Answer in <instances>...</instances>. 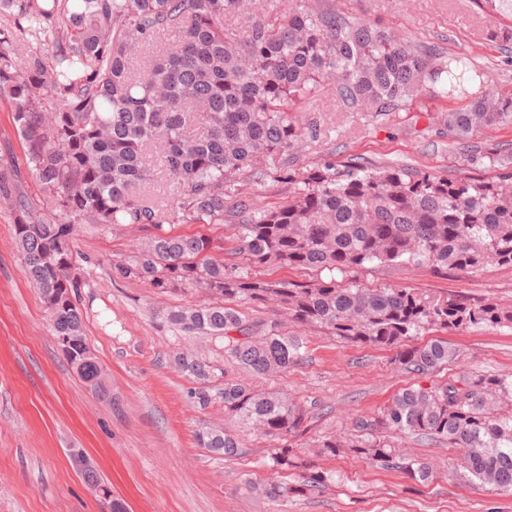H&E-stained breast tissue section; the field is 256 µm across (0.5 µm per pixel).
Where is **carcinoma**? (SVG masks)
<instances>
[{
    "instance_id": "cac0c4a2",
    "label": "carcinoma",
    "mask_w": 512,
    "mask_h": 512,
    "mask_svg": "<svg viewBox=\"0 0 512 512\" xmlns=\"http://www.w3.org/2000/svg\"><path fill=\"white\" fill-rule=\"evenodd\" d=\"M0 0V100L39 184L22 188L19 164L0 157V203L15 214L21 259L52 318L53 335L73 336L66 357L80 379L107 401L95 356H83L81 278L74 240L80 224L104 230L137 226L146 236L112 263V278L139 280L157 294L200 290L202 303L166 311L183 333L215 337L224 354L253 377L283 373L302 359L304 339L277 321L258 323L244 306L271 303L298 326L320 327L347 343L396 350L395 361L433 373L456 351L420 331L511 327L512 306L470 303L410 288H361L336 279L267 281L250 270L277 265L352 274L368 263L473 272L512 266V169L448 178L426 170L343 164L329 158L299 166L312 128L290 115L331 84L343 101L372 112L402 108L426 89L461 100L444 114L448 135L512 123V98L487 86L463 56H444L392 29L350 20L323 0ZM245 17L239 28L229 19ZM173 33L161 55L145 59ZM156 153L173 197L162 206L136 191L154 180ZM288 184V200L265 208L246 182ZM224 224L217 241L175 234L169 224ZM181 369L201 385L199 405L220 402L224 420L276 442L269 467L298 476L293 485L245 480L252 493L278 501L324 488L318 460L348 450L425 486L429 463L402 454L392 436L412 434L462 451L458 475L512 495V375H462L446 384L407 387L379 412L353 422L348 439L321 438L306 453L288 444L313 406L219 379L215 364L180 354ZM198 447L226 460L247 453L229 429L202 430Z\"/></svg>"
}]
</instances>
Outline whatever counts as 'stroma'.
<instances>
[{
  "label": "stroma",
  "mask_w": 512,
  "mask_h": 512,
  "mask_svg": "<svg viewBox=\"0 0 512 512\" xmlns=\"http://www.w3.org/2000/svg\"><path fill=\"white\" fill-rule=\"evenodd\" d=\"M346 16L393 27L446 55L467 56L488 74L494 90L512 95V41L499 39L512 24V0L497 9L484 0H333ZM453 100L424 92L406 108L385 114L344 104L327 88L295 117L316 125L300 158L311 164L331 156L378 165H405L444 177L487 176L471 160L473 147L512 151V125L485 129L465 140L449 137L441 117ZM13 212L0 205V512H102L69 458L82 448L129 512H512V495L461 482L449 463L457 449L415 436L400 448L429 462L431 485L353 454L322 460L331 473L325 489L271 502L246 490L243 480L268 479L272 443L247 433L248 452L227 461L197 446L195 434L224 424V407L200 406L196 382L178 369L177 354L214 361L229 376L241 371L220 342L168 325L166 309L194 304L200 294L154 293L146 284L112 276L113 261L133 250L144 233L130 227L79 228L76 248L85 261L78 288L84 335L112 391L97 397L58 350L49 312L22 263ZM356 282L366 288H413L512 306V266L475 273L427 267L367 265ZM302 362L288 372L255 379L257 388L315 403L317 413L293 439L308 448L321 437H349L352 420L376 413L402 388L430 387L466 372L512 373V328L444 330L457 357L430 375L395 363V353L345 343L324 330L301 328Z\"/></svg>",
  "instance_id": "obj_1"
}]
</instances>
